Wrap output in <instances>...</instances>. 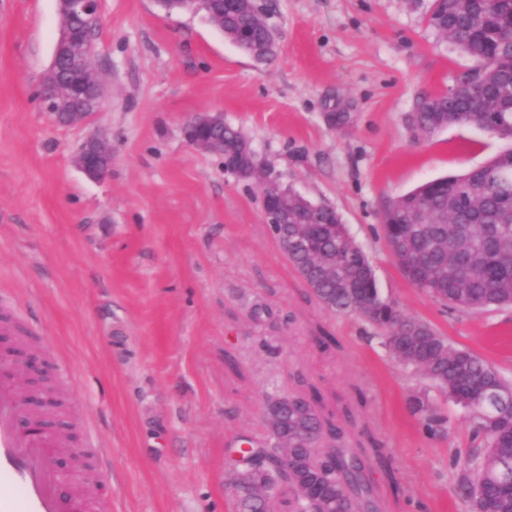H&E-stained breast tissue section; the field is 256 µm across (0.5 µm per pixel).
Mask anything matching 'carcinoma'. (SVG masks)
I'll return each instance as SVG.
<instances>
[{
    "label": "carcinoma",
    "instance_id": "cac0c4a2",
    "mask_svg": "<svg viewBox=\"0 0 512 512\" xmlns=\"http://www.w3.org/2000/svg\"><path fill=\"white\" fill-rule=\"evenodd\" d=\"M232 42L268 43L272 30L252 11L216 20ZM428 26L454 40L474 66L455 79L456 92L418 96L409 125L422 138L465 124L492 138L512 137V0L460 5L433 0ZM224 151L242 146L241 129L224 123L213 131ZM381 228L399 269L413 285L451 309L477 311L512 303V154L503 151L461 176L427 182L390 202ZM289 263L328 311L355 314L384 332L390 357L427 379L465 409L478 443L451 466L472 512H512V491L500 470L512 465V377L448 342L427 321L405 314L381 296L374 269L335 211H298L288 205ZM409 406L430 437H448V416L427 390ZM317 390L267 409L270 442L251 448L249 474L238 480V512H261L269 485L288 481L292 512H379L377 469L400 492L391 460L374 439L350 443L323 415ZM336 431L334 447L312 460L310 437Z\"/></svg>",
    "mask_w": 512,
    "mask_h": 512
}]
</instances>
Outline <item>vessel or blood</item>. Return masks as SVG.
<instances>
[{
    "label": "vessel or blood",
    "instance_id": "b4317fda",
    "mask_svg": "<svg viewBox=\"0 0 512 512\" xmlns=\"http://www.w3.org/2000/svg\"><path fill=\"white\" fill-rule=\"evenodd\" d=\"M58 445L20 426L14 383L0 376V512H77V500L59 493L49 462Z\"/></svg>",
    "mask_w": 512,
    "mask_h": 512
}]
</instances>
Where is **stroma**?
Instances as JSON below:
<instances>
[{
    "label": "stroma",
    "mask_w": 512,
    "mask_h": 512,
    "mask_svg": "<svg viewBox=\"0 0 512 512\" xmlns=\"http://www.w3.org/2000/svg\"><path fill=\"white\" fill-rule=\"evenodd\" d=\"M432 0H272L271 61L243 54L204 15L156 0H101L94 63L103 85L88 124L53 122L38 97L59 33L57 0H0V302L36 334L49 375L112 496L93 512H237L242 437H269L274 397L316 386L363 391L345 439L371 431L403 489L379 482L380 512H470L450 461L470 448L464 411L426 436L406 399L423 380L381 331L326 311L290 265L256 182L226 175L182 135L223 113L288 187L333 207L381 294L512 375V305L460 313L397 267L385 206L505 149L464 125L420 139L416 96L445 91L472 62L427 25ZM112 148L106 179L74 154ZM215 116H223L218 112H201L193 116L182 128L183 137L193 148L206 152L207 143L204 140L205 128ZM75 164L90 180L101 181L112 166V152L103 140L92 135L76 151Z\"/></svg>",
    "instance_id": "stroma-1"
}]
</instances>
